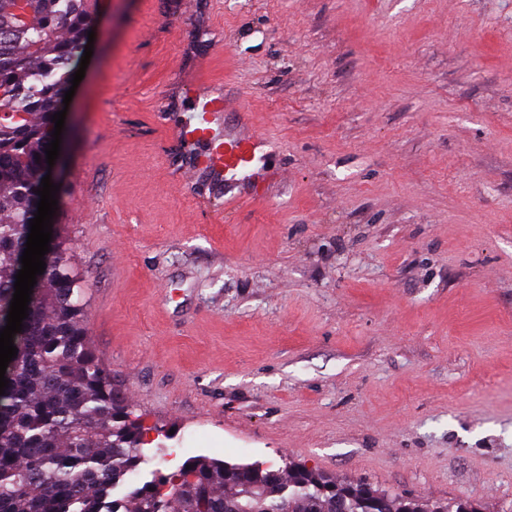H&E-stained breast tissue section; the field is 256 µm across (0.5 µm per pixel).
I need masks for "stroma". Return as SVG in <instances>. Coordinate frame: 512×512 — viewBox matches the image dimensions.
Masks as SVG:
<instances>
[{
    "instance_id": "stroma-1",
    "label": "stroma",
    "mask_w": 512,
    "mask_h": 512,
    "mask_svg": "<svg viewBox=\"0 0 512 512\" xmlns=\"http://www.w3.org/2000/svg\"><path fill=\"white\" fill-rule=\"evenodd\" d=\"M94 32L52 225L140 480L290 459L512 512V0H100ZM194 76L247 92L267 199L173 187Z\"/></svg>"
}]
</instances>
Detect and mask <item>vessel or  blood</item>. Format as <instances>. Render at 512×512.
Listing matches in <instances>:
<instances>
[{
    "label": "vessel or blood",
    "mask_w": 512,
    "mask_h": 512,
    "mask_svg": "<svg viewBox=\"0 0 512 512\" xmlns=\"http://www.w3.org/2000/svg\"><path fill=\"white\" fill-rule=\"evenodd\" d=\"M171 111H192L196 123L172 126L167 139L166 162L175 182L194 181L231 200L264 199L271 180L267 164L268 138L260 132L217 136L212 122L216 114L236 108L245 118L246 95L228 99L223 88L201 79L183 83L169 103Z\"/></svg>",
    "instance_id": "b4317fda"
}]
</instances>
